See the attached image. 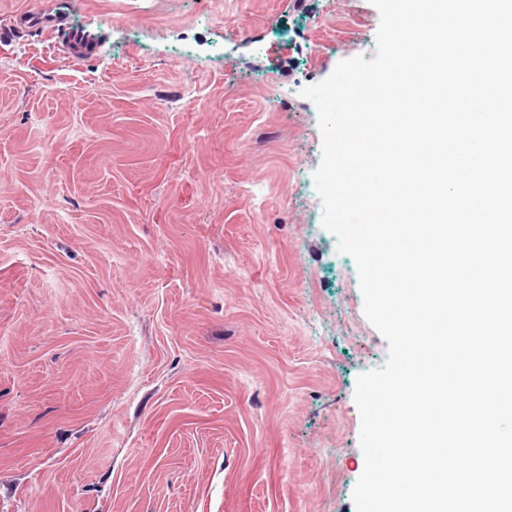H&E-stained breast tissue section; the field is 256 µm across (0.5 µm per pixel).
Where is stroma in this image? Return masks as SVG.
<instances>
[{
    "instance_id": "35a3bbf8",
    "label": "stroma",
    "mask_w": 512,
    "mask_h": 512,
    "mask_svg": "<svg viewBox=\"0 0 512 512\" xmlns=\"http://www.w3.org/2000/svg\"><path fill=\"white\" fill-rule=\"evenodd\" d=\"M0 0V512H356L388 344L300 91L371 0Z\"/></svg>"
}]
</instances>
